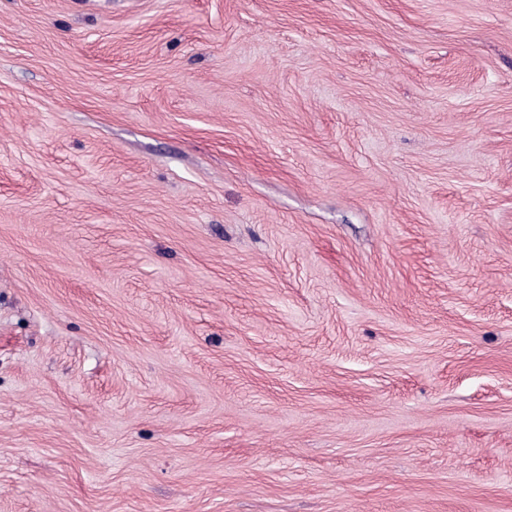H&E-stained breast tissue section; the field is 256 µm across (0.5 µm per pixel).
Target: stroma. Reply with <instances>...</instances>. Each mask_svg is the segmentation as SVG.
<instances>
[{
    "label": "stroma",
    "mask_w": 512,
    "mask_h": 512,
    "mask_svg": "<svg viewBox=\"0 0 512 512\" xmlns=\"http://www.w3.org/2000/svg\"><path fill=\"white\" fill-rule=\"evenodd\" d=\"M0 512H512V0H0Z\"/></svg>",
    "instance_id": "1"
}]
</instances>
